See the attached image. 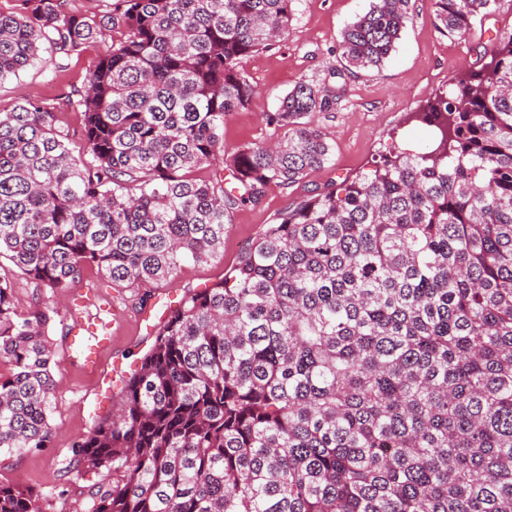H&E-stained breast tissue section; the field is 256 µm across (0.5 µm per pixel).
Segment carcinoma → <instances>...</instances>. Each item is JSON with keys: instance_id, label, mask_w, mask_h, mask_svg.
Masks as SVG:
<instances>
[{"instance_id": "obj_1", "label": "carcinoma", "mask_w": 512, "mask_h": 512, "mask_svg": "<svg viewBox=\"0 0 512 512\" xmlns=\"http://www.w3.org/2000/svg\"><path fill=\"white\" fill-rule=\"evenodd\" d=\"M23 2L0 11V80L121 33L66 101L82 151L54 104L0 111V258L34 287L89 266L170 281L224 252L241 206L330 163L304 118L343 87L304 79L270 115L280 138L224 148L242 63L288 37L293 0ZM430 2L462 39L497 0ZM411 22L410 0H371L342 31L346 74L381 68ZM490 56L416 113L430 150L308 196L181 298L65 467L101 474L88 512H512V32ZM55 315L18 313L0 272V450L50 439ZM39 497L0 483V512Z\"/></svg>"}]
</instances>
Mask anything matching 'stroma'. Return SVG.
<instances>
[{"label":"stroma","instance_id":"35a3bbf8","mask_svg":"<svg viewBox=\"0 0 512 512\" xmlns=\"http://www.w3.org/2000/svg\"><path fill=\"white\" fill-rule=\"evenodd\" d=\"M369 5L370 0H294L290 36L276 49L256 52L243 63L255 92L245 109L226 117L225 147L276 140L279 131L268 117L281 97L301 78L316 85L330 83L332 73L343 66L338 50L342 30ZM410 9L413 21L382 68L346 78L343 94L331 110L308 115V123L334 146L331 166L309 171L292 188H271L261 203L238 209L224 235L221 258L187 264L173 282L141 289L113 287L90 268L57 290L58 314L49 328L57 381L53 434L45 448L1 452V483L40 491L41 512H86L87 489L97 483V475L88 473L68 484L62 472L74 456L77 439L119 402L118 394L99 395L100 381L115 370L140 366L154 343L157 316L165 305L223 278L241 250L309 191L370 173L398 148L421 152L431 145L429 128L413 121V112L447 89L452 77L482 61L498 34L512 31V0H498L490 13L474 17L462 40L439 33L430 0H411ZM104 49L101 42L85 45L55 76L35 65L0 81V111L11 110L25 98L52 102L62 109L61 124L73 147H81L82 118L64 104ZM142 296L147 305H139ZM105 321L111 324V339L100 348L99 363L92 368L85 360L86 346L91 336L101 335Z\"/></svg>","mask_w":512,"mask_h":512}]
</instances>
